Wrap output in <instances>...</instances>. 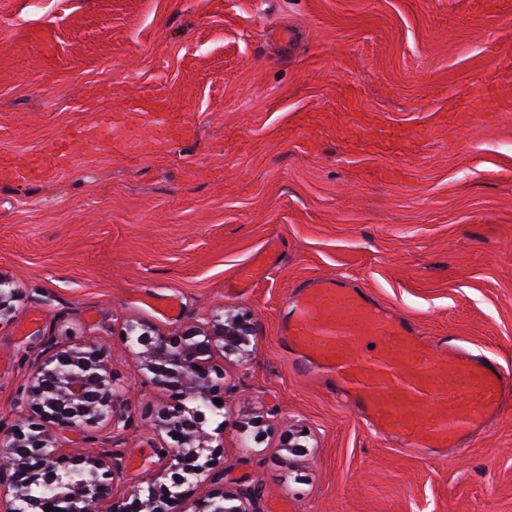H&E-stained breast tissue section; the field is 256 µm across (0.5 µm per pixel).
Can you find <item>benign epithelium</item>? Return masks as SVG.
I'll list each match as a JSON object with an SVG mask.
<instances>
[{"label": "benign epithelium", "instance_id": "obj_1", "mask_svg": "<svg viewBox=\"0 0 512 512\" xmlns=\"http://www.w3.org/2000/svg\"><path fill=\"white\" fill-rule=\"evenodd\" d=\"M15 289L0 280V320L16 311ZM256 327L246 312L227 313L180 336L129 324L123 340L140 375L170 401L145 412L157 435L175 437L147 486L131 493L135 512H252L250 495L224 490L192 498L195 487L218 479L224 454V423L206 428L207 415L224 416V369L216 353L238 360L249 354ZM17 423L0 434V512H123L111 499L112 480L123 463L112 452L85 455L61 444L60 436H81L90 428L114 430L127 422L118 383L104 347L92 343H49L35 357L18 398ZM244 444L263 432L254 420L242 422ZM303 429L286 432L278 448L297 453Z\"/></svg>", "mask_w": 512, "mask_h": 512}]
</instances>
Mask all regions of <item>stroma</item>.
Listing matches in <instances>:
<instances>
[{"mask_svg":"<svg viewBox=\"0 0 512 512\" xmlns=\"http://www.w3.org/2000/svg\"><path fill=\"white\" fill-rule=\"evenodd\" d=\"M511 53L512 0H0V154L35 161L98 112L136 122V95L166 96L197 127L136 158L0 181V280L17 292L0 321V428L48 340L105 345L128 424L80 446L121 456L112 496L129 501L173 441L143 420L163 396L136 371L126 324L177 336L247 312L251 355L225 364L224 416L208 425L224 427L220 482L259 490L255 512H512V402L466 447L418 457L323 380L293 376L282 341L298 286L335 275L433 347L454 339L495 359L512 390V111L479 90L495 77L512 102ZM344 86L363 111L344 109ZM433 119L454 138L418 142ZM271 239L276 267L227 293ZM256 416L274 433L248 448L238 425ZM297 425L307 454L278 450Z\"/></svg>","mask_w":512,"mask_h":512,"instance_id":"1","label":"stroma"}]
</instances>
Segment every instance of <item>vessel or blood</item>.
<instances>
[{"label":"vessel or blood","mask_w":512,"mask_h":512,"mask_svg":"<svg viewBox=\"0 0 512 512\" xmlns=\"http://www.w3.org/2000/svg\"><path fill=\"white\" fill-rule=\"evenodd\" d=\"M129 109L143 114L152 143L195 132L190 119L174 118L162 96L131 100ZM123 124L117 113L91 119L42 143L33 164L0 155V179L57 174L88 148L108 154L118 145L135 154L131 140L110 134ZM275 254L268 248L258 264L242 267L239 282L250 283L271 270ZM283 335L296 373L321 375L377 434L397 437L413 451L457 446L464 434L487 431L500 410L501 374L494 361L459 347L435 354L413 323L372 304L336 277L315 278L301 287L288 305ZM367 337L372 347H363Z\"/></svg>","instance_id":"vessel-or-blood-1"}]
</instances>
